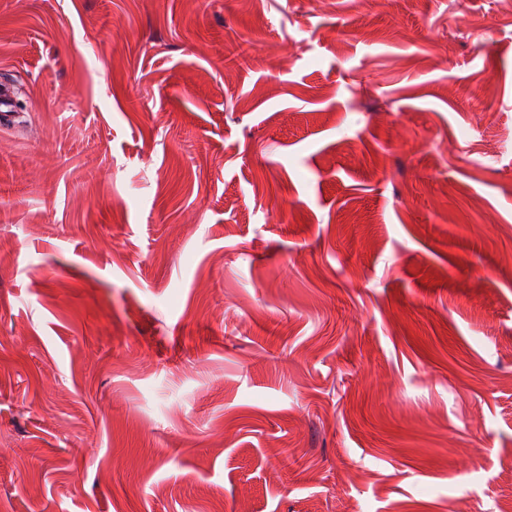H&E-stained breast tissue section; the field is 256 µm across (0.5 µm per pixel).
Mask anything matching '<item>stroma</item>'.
I'll use <instances>...</instances> for the list:
<instances>
[{"label":"stroma","mask_w":512,"mask_h":512,"mask_svg":"<svg viewBox=\"0 0 512 512\" xmlns=\"http://www.w3.org/2000/svg\"><path fill=\"white\" fill-rule=\"evenodd\" d=\"M0 78V512L512 504V10L0 0Z\"/></svg>","instance_id":"1"}]
</instances>
